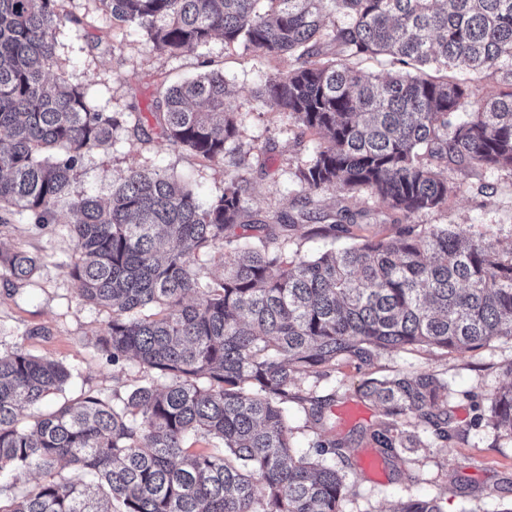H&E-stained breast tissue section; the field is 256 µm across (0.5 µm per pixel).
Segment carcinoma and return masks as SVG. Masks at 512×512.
<instances>
[{"instance_id": "cac0c4a2", "label": "carcinoma", "mask_w": 512, "mask_h": 512, "mask_svg": "<svg viewBox=\"0 0 512 512\" xmlns=\"http://www.w3.org/2000/svg\"><path fill=\"white\" fill-rule=\"evenodd\" d=\"M59 2L0 0V223L17 209L54 224L67 203L70 275L84 302L112 313L97 351L144 376L110 402L85 392L23 425V410L71 372L19 345L0 351V477L41 476L11 496L0 486V512H342L354 485L326 457L346 462L351 449L318 440L304 454L290 441L293 409L329 424L334 394L308 378L361 370L387 350L472 352L512 340V249L411 223L457 191L448 165L512 171V89L479 98L471 81L436 76L461 66L475 80L512 78V0H337L343 25L327 21L324 0H96L172 55L220 36L227 48L294 57L260 97L323 139L297 166L298 183L365 192L405 220L393 236L315 257L285 253L273 225L245 219V177L208 201L149 169L130 171L105 198L71 194L118 123L84 88L49 77ZM325 44L350 58L386 56L399 70L323 61ZM235 109L212 71L166 89L152 126L133 132L242 164ZM354 225L344 209L328 228ZM238 226L261 245L233 239ZM208 251L219 253V277L194 265ZM39 267L23 249L0 251L7 287L30 283ZM358 393L381 410L371 439L383 459L448 443V385L435 375L369 377ZM489 423L512 435V386L490 397ZM396 512L443 506L409 497Z\"/></svg>"}]
</instances>
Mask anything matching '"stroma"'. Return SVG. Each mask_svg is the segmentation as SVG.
<instances>
[{"mask_svg":"<svg viewBox=\"0 0 512 512\" xmlns=\"http://www.w3.org/2000/svg\"><path fill=\"white\" fill-rule=\"evenodd\" d=\"M56 63L51 78L84 87L93 105L121 120L111 144L86 157L75 191L104 193L133 169H165L201 198L220 195L225 181L243 175L230 165H215L168 142L137 140L136 120H149L151 100L169 85L210 72H223L237 106L235 120L251 168L246 206L267 223L302 211L357 213L351 233L323 232L320 223L289 231L288 252L313 256L328 249L354 246L367 239L394 235L400 216L362 192L335 187L302 190L293 172L298 161L319 147L318 136L300 133L288 112L270 108L256 96L262 82L287 71L293 60L241 47L225 48L213 38L207 48L174 56L153 47L129 27L112 23L97 0H61ZM460 187L446 207L415 216L418 224H448L470 234H485L501 248H512V173L476 170L456 175ZM0 246H18L37 256L34 280L14 290L0 287V347L22 342L31 354L63 363L72 373L61 394L70 400L91 391L104 399L125 391L140 378L135 362L115 367L96 351V341L111 319L108 311L86 304L70 275L75 245L66 225L36 224L24 213L0 223ZM401 372L433 373L448 385V413L456 434L446 447L422 449L382 461L371 439L358 443L347 470L354 494L343 512H395L405 497L440 499L444 512H502L512 505V436L480 421L490 393L512 384V340H500L478 351L442 353L427 348L383 353L369 369L342 367L319 390L334 394L327 413L336 424L328 436L348 437L372 429L378 407L360 399L356 389L367 376ZM413 472L410 482L405 472Z\"/></svg>","mask_w":512,"mask_h":512,"instance_id":"35a3bbf8","label":"stroma"}]
</instances>
